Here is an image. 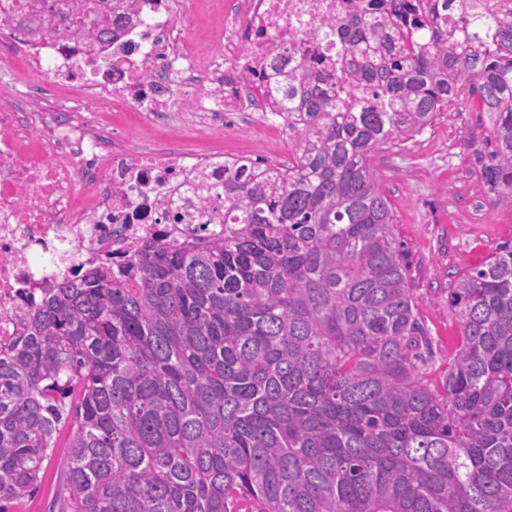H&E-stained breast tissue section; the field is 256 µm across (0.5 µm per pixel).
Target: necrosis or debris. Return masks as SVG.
<instances>
[{
    "instance_id": "necrosis-or-debris-1",
    "label": "necrosis or debris",
    "mask_w": 512,
    "mask_h": 512,
    "mask_svg": "<svg viewBox=\"0 0 512 512\" xmlns=\"http://www.w3.org/2000/svg\"><path fill=\"white\" fill-rule=\"evenodd\" d=\"M216 0L221 24L201 41L195 20L204 0H139L120 38L96 44L24 34L0 9L7 30L50 86H88L93 109L60 100L49 121L15 111L0 91V346L21 333V314L44 289L72 279L92 261L124 262L149 239L162 242L224 231V174L239 154L184 151L174 144L128 147L109 112L147 119L170 113L179 133L224 127L228 112L267 113L286 130L273 91L274 65L350 73L341 30L372 19L394 23L403 39L416 24L461 29L462 11L478 6L512 35V0Z\"/></svg>"
}]
</instances>
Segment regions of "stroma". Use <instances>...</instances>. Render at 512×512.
<instances>
[{"instance_id": "35a3bbf8", "label": "stroma", "mask_w": 512, "mask_h": 512, "mask_svg": "<svg viewBox=\"0 0 512 512\" xmlns=\"http://www.w3.org/2000/svg\"><path fill=\"white\" fill-rule=\"evenodd\" d=\"M18 111L29 99L41 101L43 111L53 109L57 89L41 85L25 63L11 73H0ZM464 105L441 113L434 126L399 146L387 145L372 157L379 182L389 197L392 232L401 242L408 264V281L420 299L419 309L434 340V356L422 365L426 380L441 385L448 361L459 343V325L448 304V290L463 271L480 265L496 247L512 239V198L494 199L477 175L475 159L489 152L493 139L491 116L467 108L472 83H463ZM249 112H228V134L217 138L207 132L189 134L191 150H236L252 159L287 164L292 143L253 126ZM68 428H61L55 448L43 462L38 491L24 498L14 512H51L69 454Z\"/></svg>"}]
</instances>
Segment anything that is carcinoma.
<instances>
[{"label":"carcinoma","mask_w":512,"mask_h":512,"mask_svg":"<svg viewBox=\"0 0 512 512\" xmlns=\"http://www.w3.org/2000/svg\"><path fill=\"white\" fill-rule=\"evenodd\" d=\"M12 9L58 33L42 2ZM87 9L65 27L82 32ZM129 13L90 30L112 40ZM495 20L396 47L385 21L344 37L352 82L288 75L294 161L224 180V235L147 241L116 269L47 288L0 349V512L34 494L69 425L59 512H512V240L448 289L461 342L442 388L430 331L371 159L475 81L495 145L489 193L512 197V56Z\"/></svg>","instance_id":"cac0c4a2"}]
</instances>
